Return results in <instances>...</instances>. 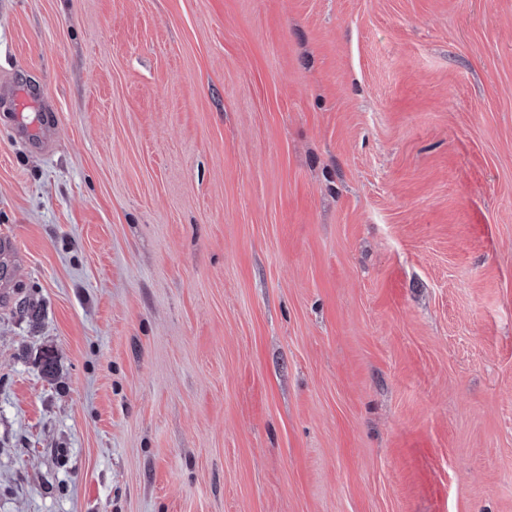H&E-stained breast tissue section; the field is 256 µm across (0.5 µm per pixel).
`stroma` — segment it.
I'll return each instance as SVG.
<instances>
[{
	"label": "stroma",
	"instance_id": "obj_1",
	"mask_svg": "<svg viewBox=\"0 0 512 512\" xmlns=\"http://www.w3.org/2000/svg\"><path fill=\"white\" fill-rule=\"evenodd\" d=\"M0 512H512V0H0Z\"/></svg>",
	"mask_w": 512,
	"mask_h": 512
}]
</instances>
